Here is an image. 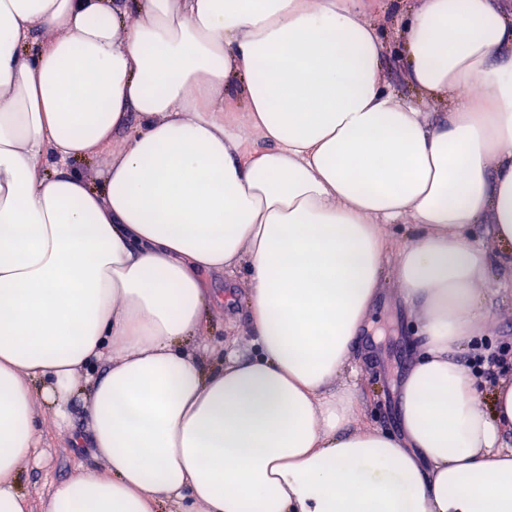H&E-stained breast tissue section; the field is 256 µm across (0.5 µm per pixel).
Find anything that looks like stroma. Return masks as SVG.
Masks as SVG:
<instances>
[{"label":"stroma","mask_w":512,"mask_h":512,"mask_svg":"<svg viewBox=\"0 0 512 512\" xmlns=\"http://www.w3.org/2000/svg\"><path fill=\"white\" fill-rule=\"evenodd\" d=\"M211 286L216 296L230 293L236 300L209 314L200 343L217 353L226 347L252 353V336L243 307L247 293L244 276L215 275ZM413 320L393 275H386L370 320L359 338L351 370L339 377L340 383L349 385L356 396L354 425L367 424L399 433L402 385L414 360ZM88 430L84 391L73 396L64 423H57L51 412L39 410L35 432L40 447L33 458L21 464L18 489L36 498L43 497L54 483L69 479L78 466L102 468L103 463L92 448L72 444V435H84Z\"/></svg>","instance_id":"obj_1"}]
</instances>
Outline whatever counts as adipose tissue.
<instances>
[{
  "label": "adipose tissue",
  "instance_id": "obj_1",
  "mask_svg": "<svg viewBox=\"0 0 512 512\" xmlns=\"http://www.w3.org/2000/svg\"><path fill=\"white\" fill-rule=\"evenodd\" d=\"M389 260L420 337L397 435L335 385ZM238 270L256 351L212 364L209 279ZM498 271L501 0H0V512H512V380L484 411L458 358ZM85 374L73 442L105 468L34 500L35 407ZM377 27L385 41L388 56L389 65L387 69V77L391 84L398 89V91L404 95L409 94V89L402 82V78L399 73V69L396 64L397 49L394 41V24L392 18L383 16L377 20Z\"/></svg>",
  "mask_w": 512,
  "mask_h": 512
}]
</instances>
